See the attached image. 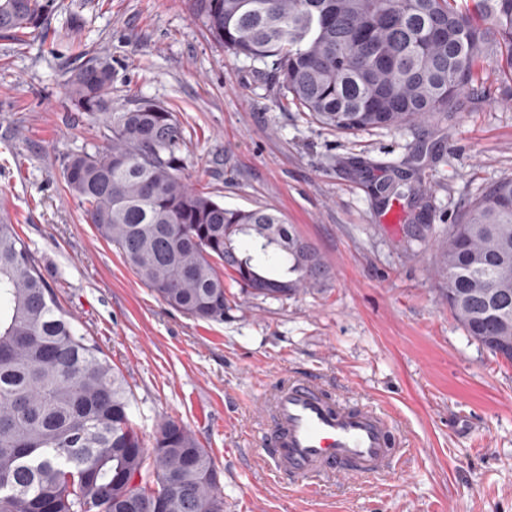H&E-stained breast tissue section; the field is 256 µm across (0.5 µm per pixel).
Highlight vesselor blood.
<instances>
[{
    "mask_svg": "<svg viewBox=\"0 0 512 512\" xmlns=\"http://www.w3.org/2000/svg\"><path fill=\"white\" fill-rule=\"evenodd\" d=\"M270 418L261 435L280 479L313 487L328 477L385 476L403 455L392 413L338 399L304 372L288 378L264 402Z\"/></svg>",
    "mask_w": 512,
    "mask_h": 512,
    "instance_id": "vessel-or-blood-1",
    "label": "vessel or blood"
}]
</instances>
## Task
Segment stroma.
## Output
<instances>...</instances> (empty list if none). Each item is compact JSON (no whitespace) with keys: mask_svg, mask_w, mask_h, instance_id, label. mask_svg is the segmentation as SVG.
I'll list each match as a JSON object with an SVG mask.
<instances>
[{"mask_svg":"<svg viewBox=\"0 0 512 512\" xmlns=\"http://www.w3.org/2000/svg\"><path fill=\"white\" fill-rule=\"evenodd\" d=\"M108 58L112 103L165 105L183 128V175L225 207L283 214L329 277L286 296L227 282L220 321L162 303L68 193L64 162L103 149L101 120L65 91L83 60ZM486 61L448 119L403 130L327 129L283 98L261 64L217 46L190 0H53L42 33L0 34V212L74 326L131 392L145 445L172 417L211 455L224 512H512V364L472 340L442 299L437 239L512 177V94ZM413 170L427 190L397 223L373 193ZM316 373L339 398L396 417L406 453L385 478L292 487L269 470L261 395Z\"/></svg>","mask_w":512,"mask_h":512,"instance_id":"1","label":"stroma"}]
</instances>
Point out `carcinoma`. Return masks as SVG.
<instances>
[{"label": "carcinoma", "instance_id": "obj_1", "mask_svg": "<svg viewBox=\"0 0 512 512\" xmlns=\"http://www.w3.org/2000/svg\"><path fill=\"white\" fill-rule=\"evenodd\" d=\"M214 41L264 65L284 95L342 133L400 130L448 107L488 57L512 82V0H192ZM53 0H0V33L35 32ZM68 100L106 146L68 157L69 194L98 235L169 307L222 320L223 268L245 290L287 295L328 278L279 212L230 209L183 176V131L165 106L112 105V65L91 59ZM246 237L270 265L242 255ZM448 309L512 363V178L439 239ZM122 374L67 317L13 224L0 221V512H224L208 451L165 418L153 449Z\"/></svg>", "mask_w": 512, "mask_h": 512}]
</instances>
